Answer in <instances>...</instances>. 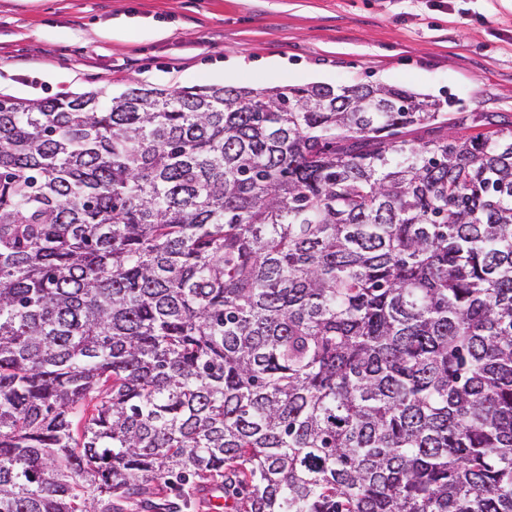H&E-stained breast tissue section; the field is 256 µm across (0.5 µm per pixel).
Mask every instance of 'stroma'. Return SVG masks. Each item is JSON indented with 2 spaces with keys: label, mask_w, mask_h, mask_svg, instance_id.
Returning <instances> with one entry per match:
<instances>
[{
  "label": "stroma",
  "mask_w": 512,
  "mask_h": 512,
  "mask_svg": "<svg viewBox=\"0 0 512 512\" xmlns=\"http://www.w3.org/2000/svg\"><path fill=\"white\" fill-rule=\"evenodd\" d=\"M363 82L512 127V0H0L2 96Z\"/></svg>",
  "instance_id": "1"
}]
</instances>
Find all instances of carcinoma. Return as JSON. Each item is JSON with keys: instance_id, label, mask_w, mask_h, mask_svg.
Segmentation results:
<instances>
[{"instance_id": "obj_1", "label": "carcinoma", "mask_w": 512, "mask_h": 512, "mask_svg": "<svg viewBox=\"0 0 512 512\" xmlns=\"http://www.w3.org/2000/svg\"><path fill=\"white\" fill-rule=\"evenodd\" d=\"M456 105L0 96V512H512V131Z\"/></svg>"}]
</instances>
